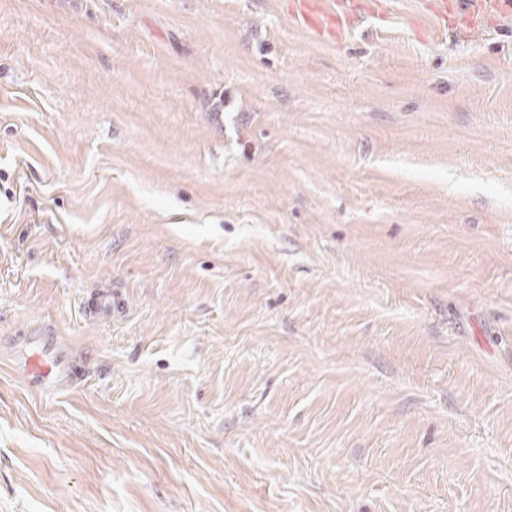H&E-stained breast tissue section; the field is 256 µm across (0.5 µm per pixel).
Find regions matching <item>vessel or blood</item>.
Returning a JSON list of instances; mask_svg holds the SVG:
<instances>
[{"mask_svg": "<svg viewBox=\"0 0 512 512\" xmlns=\"http://www.w3.org/2000/svg\"><path fill=\"white\" fill-rule=\"evenodd\" d=\"M355 0H295L292 16L318 41L335 39L350 22ZM22 370L30 383L49 389H65L76 376L77 364L52 333L39 325L26 328L20 338Z\"/></svg>", "mask_w": 512, "mask_h": 512, "instance_id": "1", "label": "vessel or blood"}]
</instances>
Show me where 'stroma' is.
<instances>
[{"mask_svg":"<svg viewBox=\"0 0 512 512\" xmlns=\"http://www.w3.org/2000/svg\"><path fill=\"white\" fill-rule=\"evenodd\" d=\"M288 2L0 0V512H512V14ZM291 12L297 24L307 30L318 41L336 40L345 26L349 25L357 3L354 0L332 2L328 10L322 4L331 0H294ZM53 336L40 325H30L18 336L22 370L30 383L63 390L74 380L77 364Z\"/></svg>","mask_w":512,"mask_h":512,"instance_id":"35a3bbf8","label":"stroma"}]
</instances>
